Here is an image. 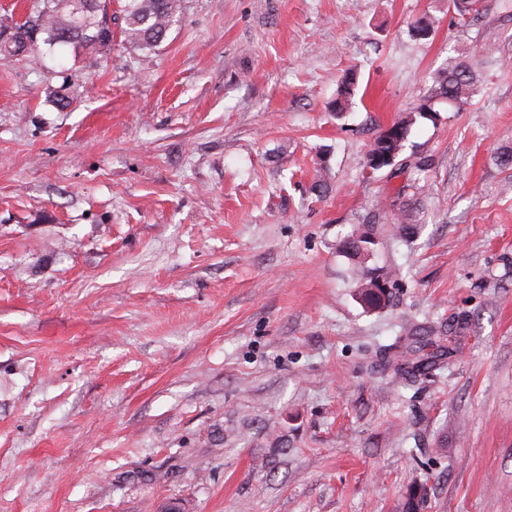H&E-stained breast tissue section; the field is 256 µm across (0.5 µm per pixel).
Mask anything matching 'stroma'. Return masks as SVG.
I'll list each match as a JSON object with an SVG mask.
<instances>
[{"label": "stroma", "mask_w": 512, "mask_h": 512, "mask_svg": "<svg viewBox=\"0 0 512 512\" xmlns=\"http://www.w3.org/2000/svg\"><path fill=\"white\" fill-rule=\"evenodd\" d=\"M122 25L0 61V512H512V0H184L147 59ZM451 58L470 103L371 170ZM414 325L457 337L406 385L381 359L433 352ZM415 120V111H411L404 118L394 122L387 130L381 131L367 154V167L376 171L394 165L396 158L405 148ZM377 158L382 161L374 165L373 161ZM373 231L372 225H359L347 233L343 239L339 241L337 246V250L354 263V270L358 272L360 280H364L359 296L361 301L366 303H370L368 295L371 289L370 285L374 279L371 275H375L376 272L373 271H377V269L365 266V261L369 259L372 254L367 248L362 247V245L368 242L367 238H373ZM368 276H370L369 279Z\"/></svg>", "instance_id": "35a3bbf8"}]
</instances>
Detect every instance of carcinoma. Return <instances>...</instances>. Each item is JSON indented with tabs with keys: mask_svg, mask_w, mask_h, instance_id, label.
Returning a JSON list of instances; mask_svg holds the SVG:
<instances>
[{
	"mask_svg": "<svg viewBox=\"0 0 512 512\" xmlns=\"http://www.w3.org/2000/svg\"><path fill=\"white\" fill-rule=\"evenodd\" d=\"M112 0H39L34 15L22 23L14 24L16 33L10 43L0 40V59L27 57L34 53L37 43L29 41V31L38 27L42 44L52 52L60 46L80 45L93 51L112 48V44L102 40L110 32L112 14L109 8ZM183 0H124L121 6L125 41L145 54H150L167 38L171 29L181 18ZM476 75L471 66L455 60L434 77L430 94L423 99L416 111L394 122L374 139L367 154V167L376 171L395 164L402 153L411 128L415 123V113L433 111L437 102L461 110L474 94ZM356 89L352 77L344 79L334 102L336 111H344L351 103ZM395 235L408 238L416 234L418 221L409 206H402L396 213ZM373 235V226L362 224L353 228L339 241L337 250L354 263V270L364 280L360 292L363 302H369L370 285L373 282V269L365 266L371 252L363 247L367 238Z\"/></svg>",
	"mask_w": 512,
	"mask_h": 512,
	"instance_id": "cac0c4a2",
	"label": "carcinoma"
}]
</instances>
